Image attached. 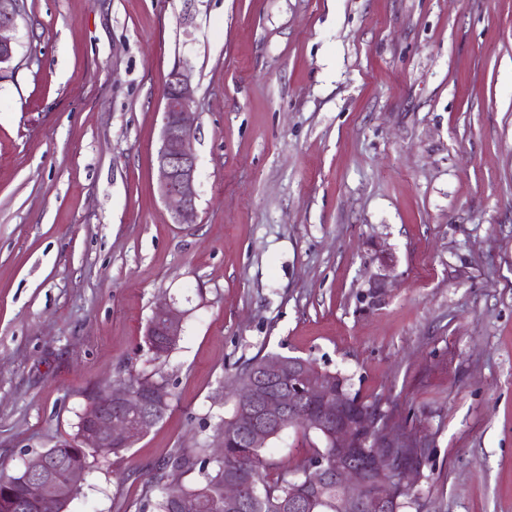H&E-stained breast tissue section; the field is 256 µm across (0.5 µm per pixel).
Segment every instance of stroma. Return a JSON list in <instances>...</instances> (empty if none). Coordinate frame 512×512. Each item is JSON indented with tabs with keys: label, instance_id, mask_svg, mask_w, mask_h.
Instances as JSON below:
<instances>
[{
	"label": "stroma",
	"instance_id": "35a3bbf8",
	"mask_svg": "<svg viewBox=\"0 0 512 512\" xmlns=\"http://www.w3.org/2000/svg\"><path fill=\"white\" fill-rule=\"evenodd\" d=\"M0 72V470L73 437L88 395L172 401L66 512H153L244 363L340 372L419 441L404 512H512V0H24ZM192 76L198 216L156 155ZM384 274L383 287H370ZM183 337L155 361L156 306Z\"/></svg>",
	"mask_w": 512,
	"mask_h": 512
}]
</instances>
